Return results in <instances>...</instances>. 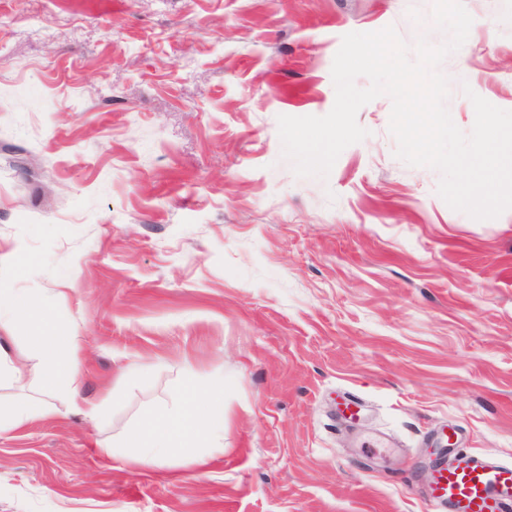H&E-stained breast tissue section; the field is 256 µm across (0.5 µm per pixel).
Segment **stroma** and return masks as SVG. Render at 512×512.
<instances>
[{
	"label": "stroma",
	"instance_id": "1",
	"mask_svg": "<svg viewBox=\"0 0 512 512\" xmlns=\"http://www.w3.org/2000/svg\"><path fill=\"white\" fill-rule=\"evenodd\" d=\"M463 3L440 70L467 133L463 86L512 111V0ZM433 4L0 0V300H32L0 408L33 414L0 431V512H441L422 490L447 426L512 464V210H452L396 158L385 95L328 177L278 136L332 109L345 34L442 44ZM41 332L78 347L66 385ZM193 380L223 434L130 471V434Z\"/></svg>",
	"mask_w": 512,
	"mask_h": 512
}]
</instances>
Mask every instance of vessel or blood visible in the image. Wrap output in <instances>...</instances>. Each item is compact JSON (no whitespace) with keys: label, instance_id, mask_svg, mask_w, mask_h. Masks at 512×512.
Wrapping results in <instances>:
<instances>
[{"label":"vessel or blood","instance_id":"1","mask_svg":"<svg viewBox=\"0 0 512 512\" xmlns=\"http://www.w3.org/2000/svg\"><path fill=\"white\" fill-rule=\"evenodd\" d=\"M425 496L449 512H512V467L459 454L429 472Z\"/></svg>","mask_w":512,"mask_h":512}]
</instances>
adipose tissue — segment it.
Here are the masks:
<instances>
[{
	"instance_id": "obj_1",
	"label": "adipose tissue",
	"mask_w": 512,
	"mask_h": 512,
	"mask_svg": "<svg viewBox=\"0 0 512 512\" xmlns=\"http://www.w3.org/2000/svg\"><path fill=\"white\" fill-rule=\"evenodd\" d=\"M38 342L44 348L41 363L48 382L59 384L70 378L78 361L75 345L56 336H42ZM220 407L218 387H189L177 413L149 417L138 428L135 437L137 452L129 459L130 467L140 469L149 466L158 456L170 452L183 436L205 431Z\"/></svg>"
}]
</instances>
